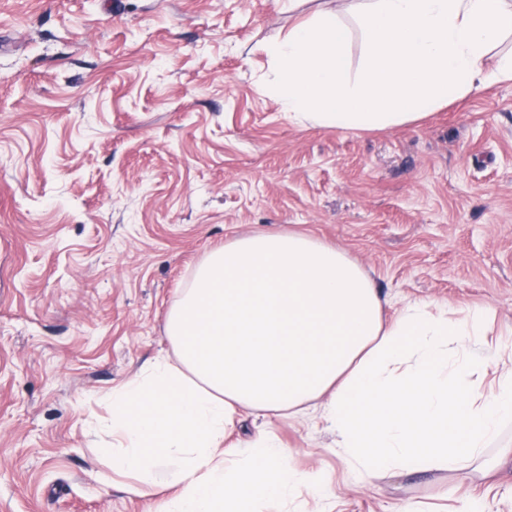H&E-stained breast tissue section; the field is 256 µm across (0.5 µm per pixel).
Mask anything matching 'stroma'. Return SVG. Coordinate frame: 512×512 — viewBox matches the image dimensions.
<instances>
[{
  "label": "stroma",
  "instance_id": "35a3bbf8",
  "mask_svg": "<svg viewBox=\"0 0 512 512\" xmlns=\"http://www.w3.org/2000/svg\"><path fill=\"white\" fill-rule=\"evenodd\" d=\"M344 0H0V512H153L106 481V395L169 351L167 314L213 248L296 231L340 246L388 299L489 306L512 347V82L422 120L298 124L266 92L263 45ZM270 427L323 504L296 512H512L496 470L361 484L324 423Z\"/></svg>",
  "mask_w": 512,
  "mask_h": 512
}]
</instances>
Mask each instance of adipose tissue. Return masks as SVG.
Instances as JSON below:
<instances>
[{
  "label": "adipose tissue",
  "instance_id": "ef3b65f1",
  "mask_svg": "<svg viewBox=\"0 0 512 512\" xmlns=\"http://www.w3.org/2000/svg\"><path fill=\"white\" fill-rule=\"evenodd\" d=\"M366 43L351 72L337 15L300 20L264 51L289 120L374 131L512 80L487 59L512 36V0H359ZM386 299L338 247L299 232L252 234L210 250L173 303L174 352L112 391V475L141 496L171 467L157 512H288L328 497L269 430L229 439L242 411L304 413L323 400L342 461L361 480L479 462L512 420V365L487 341L491 313Z\"/></svg>",
  "mask_w": 512,
  "mask_h": 512
}]
</instances>
